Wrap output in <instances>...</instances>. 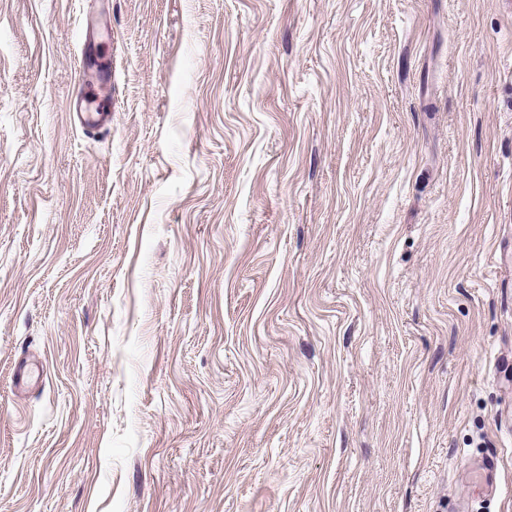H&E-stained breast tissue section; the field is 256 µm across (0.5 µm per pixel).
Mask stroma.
Returning <instances> with one entry per match:
<instances>
[{
	"mask_svg": "<svg viewBox=\"0 0 512 512\" xmlns=\"http://www.w3.org/2000/svg\"><path fill=\"white\" fill-rule=\"evenodd\" d=\"M489 455L512 512V0H0V512H459ZM78 81L83 88V94L74 101L79 124L83 131L87 133L95 132L112 125V113L106 110L97 102L94 78L90 74L87 66L83 63L78 66Z\"/></svg>",
	"mask_w": 512,
	"mask_h": 512,
	"instance_id": "stroma-1",
	"label": "stroma"
}]
</instances>
